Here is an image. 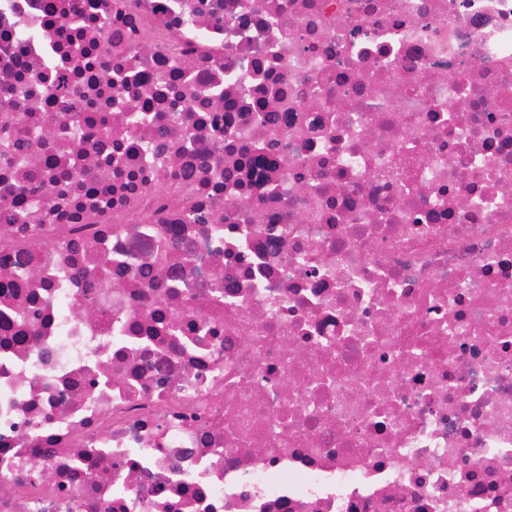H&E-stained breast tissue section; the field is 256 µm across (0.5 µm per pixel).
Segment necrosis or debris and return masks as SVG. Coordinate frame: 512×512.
Segmentation results:
<instances>
[{"label": "necrosis or debris", "mask_w": 512, "mask_h": 512, "mask_svg": "<svg viewBox=\"0 0 512 512\" xmlns=\"http://www.w3.org/2000/svg\"><path fill=\"white\" fill-rule=\"evenodd\" d=\"M0 512H512V0H0Z\"/></svg>", "instance_id": "obj_1"}]
</instances>
